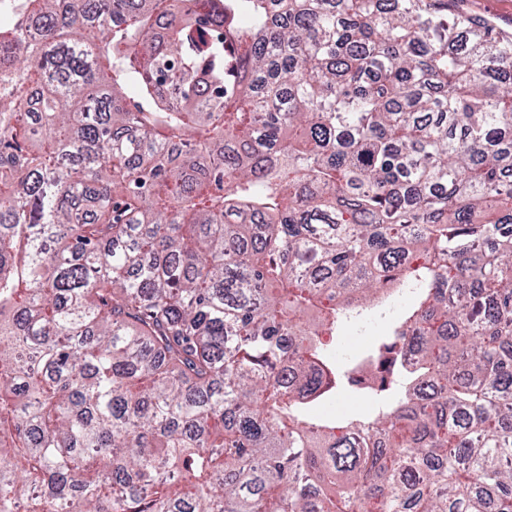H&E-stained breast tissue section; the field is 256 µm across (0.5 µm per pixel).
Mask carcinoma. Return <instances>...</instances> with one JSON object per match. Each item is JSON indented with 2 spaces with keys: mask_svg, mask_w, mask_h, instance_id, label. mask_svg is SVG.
<instances>
[{
  "mask_svg": "<svg viewBox=\"0 0 512 512\" xmlns=\"http://www.w3.org/2000/svg\"><path fill=\"white\" fill-rule=\"evenodd\" d=\"M453 2L0 20V512H512V36ZM408 302L409 299H399L391 309L386 310L382 316L378 317L363 328L351 323L345 325L341 330L339 344L336 346V358L343 361L359 353L358 348H360L363 343L370 338V336L373 341L375 336L384 331L389 323L396 320L401 310L406 304H408ZM361 334L367 335L358 343L354 344L353 338L355 336H362Z\"/></svg>",
  "mask_w": 512,
  "mask_h": 512,
  "instance_id": "obj_1",
  "label": "carcinoma"
}]
</instances>
